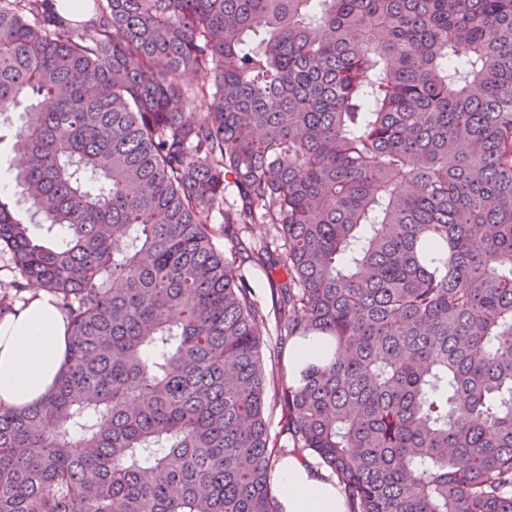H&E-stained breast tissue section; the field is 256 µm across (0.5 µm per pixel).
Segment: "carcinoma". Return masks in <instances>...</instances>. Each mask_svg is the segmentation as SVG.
I'll use <instances>...</instances> for the list:
<instances>
[{
	"label": "carcinoma",
	"mask_w": 512,
	"mask_h": 512,
	"mask_svg": "<svg viewBox=\"0 0 512 512\" xmlns=\"http://www.w3.org/2000/svg\"><path fill=\"white\" fill-rule=\"evenodd\" d=\"M90 6L0 0V144L53 234L0 199V314L36 286L70 328L0 409V512H277L271 391L352 512H512V0ZM247 264L326 339L297 384Z\"/></svg>",
	"instance_id": "obj_1"
}]
</instances>
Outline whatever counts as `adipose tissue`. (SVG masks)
Returning a JSON list of instances; mask_svg holds the SVG:
<instances>
[{"label":"adipose tissue","instance_id":"ef3b65f1","mask_svg":"<svg viewBox=\"0 0 512 512\" xmlns=\"http://www.w3.org/2000/svg\"><path fill=\"white\" fill-rule=\"evenodd\" d=\"M67 322L43 291L25 307L0 314V408L16 409L44 398L64 368ZM272 484L279 512H350L329 471L305 456L279 460Z\"/></svg>","mask_w":512,"mask_h":512}]
</instances>
